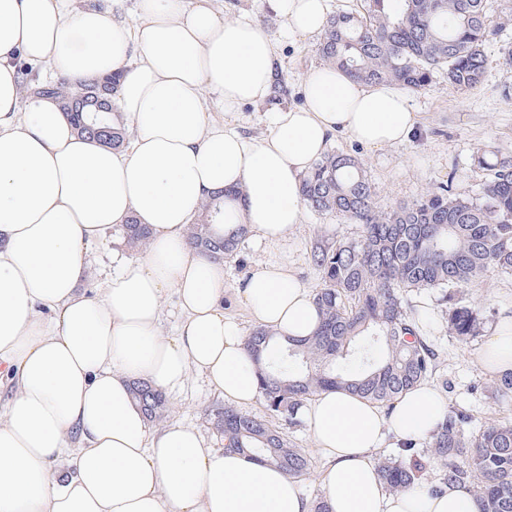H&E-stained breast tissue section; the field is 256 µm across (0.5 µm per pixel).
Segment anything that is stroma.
Returning <instances> with one entry per match:
<instances>
[{"mask_svg": "<svg viewBox=\"0 0 512 512\" xmlns=\"http://www.w3.org/2000/svg\"><path fill=\"white\" fill-rule=\"evenodd\" d=\"M225 19L252 13L277 42L279 80L285 88L282 107H298L303 103L301 81L305 71L319 64V36L292 37L282 29L281 21L262 0H217ZM486 17L496 36L485 49L486 71L482 82L474 88L457 90L449 87L442 74H434L422 89L410 92L409 103L418 112L419 122L410 137L397 146L368 147L344 134L334 135L330 147L360 158L376 188L379 206L390 208L416 200L438 186L451 182L455 193H477L484 173L474 166V155L493 149L512 154V65L505 60V50L512 47V0H487ZM272 101L247 104L239 109L241 130L260 137L267 134L266 114ZM358 225L335 215L305 214L302 224L290 235L289 257L298 278L309 288L321 285V275L310 261L315 240L339 241L357 237ZM264 254L245 238L236 255L225 259L227 273L224 314L251 332L254 323L246 304L236 292L263 260ZM465 295L475 309L480 325L476 335L459 340L448 332V320L436 296H412L418 307L427 308L430 323L423 334L439 353V367L431 383L443 390L450 406L467 411V430L476 434L490 424L512 425V392L498 393L497 376L485 371L479 361L483 346L495 333L503 315L512 314V274L489 269L480 283L466 288ZM170 409L166 422H184L200 429L208 443L222 447L220 436L209 420L211 410L224 406L199 376H192L187 386L168 396ZM249 414L270 420L312 459L309 475L301 485L309 498L322 494L323 461L307 423L292 425L270 415L263 399L248 406Z\"/></svg>", "mask_w": 512, "mask_h": 512, "instance_id": "1", "label": "stroma"}]
</instances>
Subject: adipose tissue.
<instances>
[{"instance_id": "1", "label": "adipose tissue", "mask_w": 512, "mask_h": 512, "mask_svg": "<svg viewBox=\"0 0 512 512\" xmlns=\"http://www.w3.org/2000/svg\"><path fill=\"white\" fill-rule=\"evenodd\" d=\"M74 2L0 0V385L11 387L0 403V512H313L285 472L211 447L194 426L153 427L132 385L172 393L195 374L225 401L257 399L256 365L224 314V264L190 249L185 228L214 193L241 192L231 221L267 258L237 292L256 325L311 335L319 312L288 262L301 178L334 133L405 142L417 124L409 92L316 65L302 77L304 106L271 113L267 134L248 137L229 117L268 98L278 62L250 14L140 0L127 20ZM268 2L292 36L318 34L328 17L327 0ZM23 63L74 81L121 73L129 146L81 136L56 99L23 97ZM206 91L227 121L205 112ZM132 217L150 230L147 251L116 252L111 277L84 288L85 248ZM170 291L180 321L164 336ZM480 362L512 372V316ZM447 406L427 382L390 411L336 391L306 404L330 512H478L463 485L387 491L372 459L386 443L428 439Z\"/></svg>"}]
</instances>
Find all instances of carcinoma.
I'll use <instances>...</instances> for the list:
<instances>
[{
  "label": "carcinoma",
  "instance_id": "1",
  "mask_svg": "<svg viewBox=\"0 0 512 512\" xmlns=\"http://www.w3.org/2000/svg\"><path fill=\"white\" fill-rule=\"evenodd\" d=\"M485 6L486 0H365L362 15L329 16L318 50L325 63L357 81L415 91L440 72L454 89L473 88L484 76L486 45L497 34L486 23ZM121 78L34 80L27 92L58 98L80 135L120 148L129 135L108 96L116 94ZM474 163L486 171L477 194H455L442 183L384 210L356 156L334 151L314 161L301 181L305 207L338 215L361 233L312 246L322 279L313 294L321 321L312 335L278 338L257 327L246 339L273 415L293 422L307 400L330 390L391 408L435 374L438 355L420 334L423 314L409 307L411 292L441 294L450 335L463 340L476 333L477 314L457 294L490 267L512 272V156L495 150ZM227 215L224 194L205 201L188 227L187 244L213 260L235 254L249 230L224 223ZM118 231L129 248L148 246L149 230L136 219ZM133 394L149 419L164 416V392L139 381ZM467 420L464 411L449 409L430 435V452L445 469L444 480L473 487L480 512H512V425H490L471 437ZM213 424L225 448L295 479L309 474L308 454L269 422L224 406L214 410ZM377 470L390 492L414 486L430 495L442 492L392 458L379 460Z\"/></svg>",
  "mask_w": 512,
  "mask_h": 512
}]
</instances>
